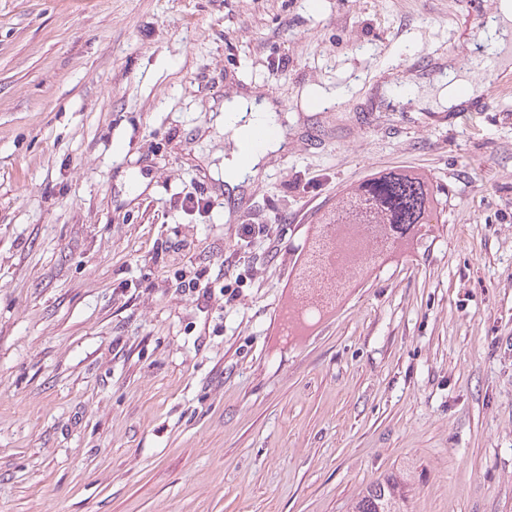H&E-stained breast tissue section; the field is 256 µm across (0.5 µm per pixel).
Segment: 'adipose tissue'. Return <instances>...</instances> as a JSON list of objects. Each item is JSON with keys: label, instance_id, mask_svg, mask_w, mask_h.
<instances>
[{"label": "adipose tissue", "instance_id": "1", "mask_svg": "<svg viewBox=\"0 0 512 512\" xmlns=\"http://www.w3.org/2000/svg\"><path fill=\"white\" fill-rule=\"evenodd\" d=\"M438 98L448 108H460L469 101L479 100L483 88L472 81L467 71L446 68L443 76L436 78ZM224 129L230 132L233 148L224 158L222 176L227 184L234 185L253 176L259 169L261 160L270 152L280 148L284 139V130L275 118L271 105H255L253 96L237 97L224 104ZM269 126L273 133L250 156L248 162H241L239 145L252 130Z\"/></svg>", "mask_w": 512, "mask_h": 512}]
</instances>
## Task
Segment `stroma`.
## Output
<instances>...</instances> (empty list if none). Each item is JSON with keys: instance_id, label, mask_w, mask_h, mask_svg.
Segmentation results:
<instances>
[{"instance_id": "35a3bbf8", "label": "stroma", "mask_w": 512, "mask_h": 512, "mask_svg": "<svg viewBox=\"0 0 512 512\" xmlns=\"http://www.w3.org/2000/svg\"><path fill=\"white\" fill-rule=\"evenodd\" d=\"M497 4L0 0V512H350L399 474L408 512H512V73L483 112L381 91L468 68ZM248 93L288 142L231 188ZM394 170L437 223L278 336L314 224ZM273 222L225 304L154 260Z\"/></svg>"}]
</instances>
